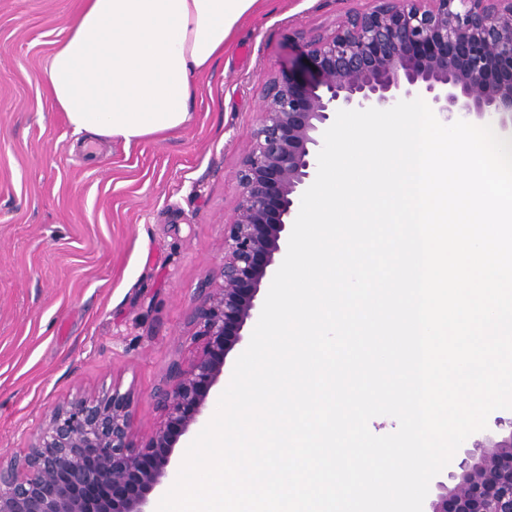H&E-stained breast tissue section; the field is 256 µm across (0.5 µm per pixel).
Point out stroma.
Segmentation results:
<instances>
[{
  "label": "stroma",
  "mask_w": 512,
  "mask_h": 512,
  "mask_svg": "<svg viewBox=\"0 0 512 512\" xmlns=\"http://www.w3.org/2000/svg\"><path fill=\"white\" fill-rule=\"evenodd\" d=\"M81 0H0V452H26L55 407L131 391L139 437L187 317L222 262L235 171L263 88L296 49L369 0H261L196 83L183 129L90 152L46 93Z\"/></svg>",
  "instance_id": "35a3bbf8"
}]
</instances>
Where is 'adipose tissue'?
<instances>
[{"instance_id": "1", "label": "adipose tissue", "mask_w": 512, "mask_h": 512, "mask_svg": "<svg viewBox=\"0 0 512 512\" xmlns=\"http://www.w3.org/2000/svg\"><path fill=\"white\" fill-rule=\"evenodd\" d=\"M258 0H82L45 78L75 133L137 143L186 126L198 77Z\"/></svg>"}]
</instances>
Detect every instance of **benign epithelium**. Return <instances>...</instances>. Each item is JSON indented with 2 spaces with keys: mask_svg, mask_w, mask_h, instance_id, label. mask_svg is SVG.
I'll list each match as a JSON object with an SVG mask.
<instances>
[{
  "mask_svg": "<svg viewBox=\"0 0 512 512\" xmlns=\"http://www.w3.org/2000/svg\"><path fill=\"white\" fill-rule=\"evenodd\" d=\"M372 2L330 30L300 32L307 63L266 82L238 162L218 281L189 315L196 354L173 360L155 395L160 425L137 440L133 396L118 387L53 409L27 453L0 455V512H153L152 495L178 466L179 438L204 421L224 359L260 316L259 292L276 273L339 110L421 98L448 124L512 119V0ZM451 467L454 486L439 485L431 512H512V420Z\"/></svg>",
  "mask_w": 512,
  "mask_h": 512,
  "instance_id": "obj_1",
  "label": "benign epithelium"
}]
</instances>
